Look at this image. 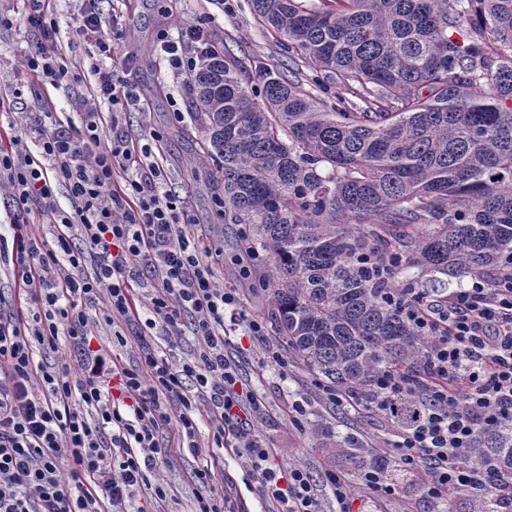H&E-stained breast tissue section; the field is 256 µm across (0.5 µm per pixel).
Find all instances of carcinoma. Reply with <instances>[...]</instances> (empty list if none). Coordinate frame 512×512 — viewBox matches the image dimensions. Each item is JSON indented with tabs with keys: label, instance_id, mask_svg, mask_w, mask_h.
<instances>
[{
	"label": "carcinoma",
	"instance_id": "cac0c4a2",
	"mask_svg": "<svg viewBox=\"0 0 512 512\" xmlns=\"http://www.w3.org/2000/svg\"><path fill=\"white\" fill-rule=\"evenodd\" d=\"M287 42L259 85L224 41L190 83L199 160L250 251L285 352L325 386L372 395L427 339L392 297L448 299L512 269V0H251ZM336 84L318 102L296 67ZM351 98H346V95ZM426 406L397 401L407 428ZM470 457L512 472V424Z\"/></svg>",
	"mask_w": 512,
	"mask_h": 512
}]
</instances>
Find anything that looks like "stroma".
I'll return each instance as SVG.
<instances>
[{
  "label": "stroma",
  "instance_id": "1",
  "mask_svg": "<svg viewBox=\"0 0 512 512\" xmlns=\"http://www.w3.org/2000/svg\"><path fill=\"white\" fill-rule=\"evenodd\" d=\"M84 8L83 0H53L60 45L72 76L59 88L49 89L47 102L49 111L64 124H77L78 102L88 96L96 80L89 67L90 48L78 32ZM97 8L106 19L119 14L124 31L115 59L104 60V67L114 69L146 94L140 107L127 113L124 136L135 140L152 129L160 133L157 156L167 188L187 196L195 231L212 247L223 250L225 261L215 269L218 285L240 291L239 316L226 325L231 338L226 352L238 361L242 379L264 403L262 414L251 420L253 432L276 448L283 467L303 468L321 484L325 473H344L349 481L351 512H437V503L423 493L424 473L396 469L395 494L379 502L371 501L361 482L362 472L373 461V449L390 450L401 432L390 415L332 405L319 380L296 360L281 366L269 358L268 347L274 344L275 333L268 309L260 289L252 287L240 265L233 262L239 254L241 227L225 223L203 172L191 162L190 137L195 129L190 79L178 75L161 58L157 40L165 33L177 37L203 20L245 66L259 60L283 71L289 65L284 47L257 24L250 0H97ZM31 45L32 34L23 16L14 13L12 25L0 27V91L15 96L12 112L0 116V123L18 130L26 125L30 111L24 60ZM251 318L263 322L264 338L248 339L247 321ZM295 401L305 408L296 422L283 411ZM199 444V455H172L170 463L157 472L158 481L171 494L168 512H192L194 508L199 488L190 474L211 455L207 434H200ZM246 464L244 452H225L224 482L217 490L231 499L235 512H260V501L246 484ZM320 499L323 512H336V498L323 484Z\"/></svg>",
  "mask_w": 512,
  "mask_h": 512
}]
</instances>
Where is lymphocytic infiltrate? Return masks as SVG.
<instances>
[{
  "label": "lymphocytic infiltrate",
  "mask_w": 512,
  "mask_h": 512,
  "mask_svg": "<svg viewBox=\"0 0 512 512\" xmlns=\"http://www.w3.org/2000/svg\"><path fill=\"white\" fill-rule=\"evenodd\" d=\"M23 2L36 111L25 132L0 146V186L14 207L15 278L11 295L0 292V512H129L141 496L166 503L169 493L153 477L171 453H197L203 423L209 447L246 449L248 485L268 512H322L319 483L304 469H283L275 449L248 429V415L264 404L224 353V315L240 297L216 283L224 254L191 229L187 198L167 190L157 134L136 143L122 135L139 96L103 70L94 95L110 114L84 106L70 130L49 120L43 88L65 80L69 68L48 0ZM78 30L106 58L121 38L93 9ZM209 44L198 22L162 39L160 55L173 70H190ZM60 178L67 210L56 196ZM400 304L429 339L420 381L392 374L371 397H335L386 413L416 388L428 396L425 414L395 441L397 458L376 455L364 471L365 487L385 498L395 492L394 466L421 468L434 502L452 488L488 491L512 512V473L466 457L480 426L512 422V274L473 279L444 303L406 293ZM158 327L174 338L191 333L193 354L159 356ZM131 342L140 361L120 364L112 348Z\"/></svg>",
  "instance_id": "1"
}]
</instances>
